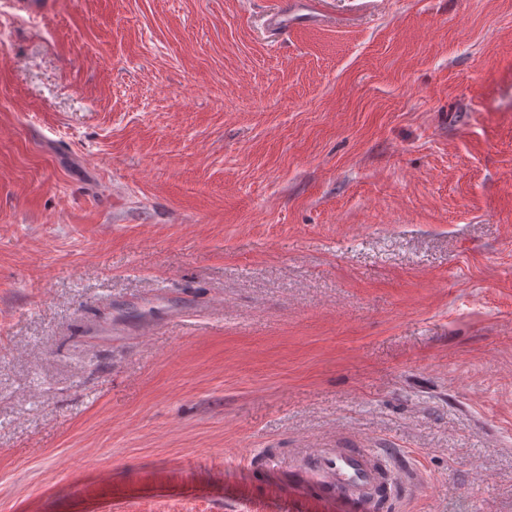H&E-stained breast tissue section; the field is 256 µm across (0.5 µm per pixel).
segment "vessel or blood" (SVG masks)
<instances>
[{"mask_svg":"<svg viewBox=\"0 0 512 512\" xmlns=\"http://www.w3.org/2000/svg\"><path fill=\"white\" fill-rule=\"evenodd\" d=\"M304 477L321 499L351 512H389L417 473L393 448H339L317 456Z\"/></svg>","mask_w":512,"mask_h":512,"instance_id":"1","label":"vessel or blood"}]
</instances>
